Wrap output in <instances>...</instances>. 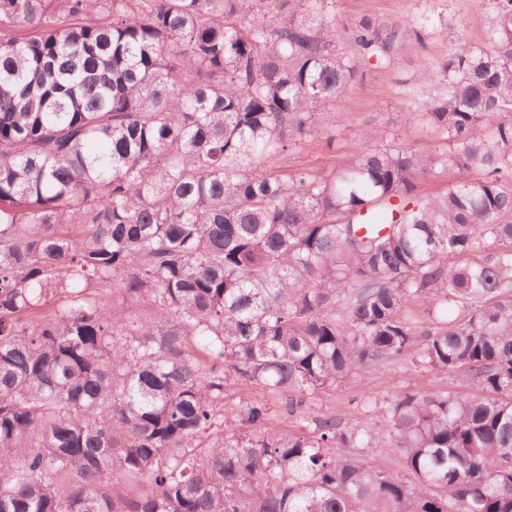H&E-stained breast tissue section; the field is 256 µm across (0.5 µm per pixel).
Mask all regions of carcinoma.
I'll return each mask as SVG.
<instances>
[{"instance_id":"carcinoma-1","label":"carcinoma","mask_w":512,"mask_h":512,"mask_svg":"<svg viewBox=\"0 0 512 512\" xmlns=\"http://www.w3.org/2000/svg\"><path fill=\"white\" fill-rule=\"evenodd\" d=\"M327 2L0 0V512H512V0L422 72L443 146L365 131L288 173L333 147L316 104L426 48L430 21L365 17L343 56ZM412 349L476 393L382 401L411 479L333 416L261 431ZM232 385L263 397L228 433ZM271 420L268 423L269 429L284 435H306L313 430L311 421L301 419H288L282 414L280 405L272 408ZM354 452L375 469L387 471L399 478H409L398 464V448L394 447L391 439L382 432V429L375 436L373 448L364 450L355 448Z\"/></svg>"}]
</instances>
